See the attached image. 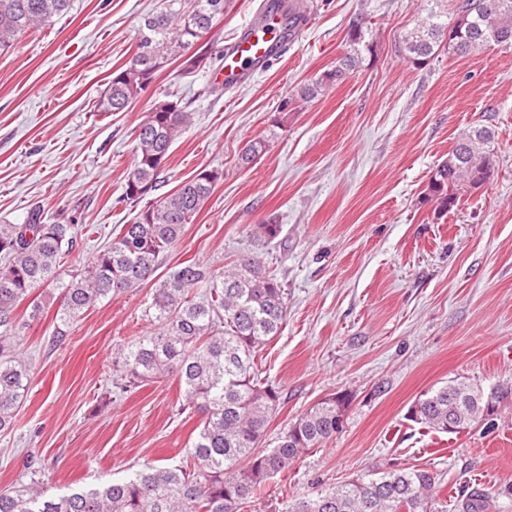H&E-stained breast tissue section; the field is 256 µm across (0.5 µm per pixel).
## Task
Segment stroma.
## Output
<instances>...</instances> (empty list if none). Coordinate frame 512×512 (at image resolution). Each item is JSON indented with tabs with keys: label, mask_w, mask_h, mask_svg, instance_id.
Wrapping results in <instances>:
<instances>
[{
	"label": "stroma",
	"mask_w": 512,
	"mask_h": 512,
	"mask_svg": "<svg viewBox=\"0 0 512 512\" xmlns=\"http://www.w3.org/2000/svg\"><path fill=\"white\" fill-rule=\"evenodd\" d=\"M306 2L287 51L253 80L229 89L218 77L260 5L231 0L203 38L210 68L187 74L170 61L128 111L102 114L99 92L160 0H71L0 53V224L25 223L35 205L49 224L76 215L86 231L72 262L82 265L136 213L120 200L136 127L155 99L181 96L193 118L160 193L204 169L223 176L161 272L192 258L220 267L251 249L284 284L286 321L258 358L281 392L269 436L331 394L349 398L339 431L267 480L245 512H278L284 500L413 465L436 474L437 512H466L473 494L484 495V512H512V398L494 426L456 434L407 418L422 393L451 379L512 385V48L417 65L403 38L424 0ZM361 14L372 20L373 56L317 98L285 105L347 52ZM478 126L496 132L494 176L437 216L430 172ZM257 137L269 139L267 153L236 166ZM270 220L280 236L254 242L252 229ZM148 293L104 300L55 345L53 315L27 330L34 376L16 430L0 438V489L35 478L62 495L146 462L190 459L198 417L174 378L115 387L120 354L151 329Z\"/></svg>",
	"instance_id": "35a3bbf8"
}]
</instances>
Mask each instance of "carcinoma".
Masks as SVG:
<instances>
[{
	"instance_id": "obj_1",
	"label": "carcinoma",
	"mask_w": 512,
	"mask_h": 512,
	"mask_svg": "<svg viewBox=\"0 0 512 512\" xmlns=\"http://www.w3.org/2000/svg\"><path fill=\"white\" fill-rule=\"evenodd\" d=\"M71 0H0V51L64 14ZM226 0H162L143 18L136 51L95 101L98 112H123L147 89L155 74L180 58L189 46L224 15ZM428 0L426 14L405 36L415 64L446 48L469 56L492 45L512 47V0H456L450 12ZM372 28L364 18L353 22L351 49L332 68L300 86L293 97L309 100L343 82L373 54ZM188 105L167 95L154 102L136 129L135 160L123 201L136 204L157 190L173 143L191 124ZM495 131L465 132L438 164L428 196L438 213L458 205V186L478 189L491 174ZM269 148L254 139L238 155L250 165ZM223 172L202 170L175 190L157 196L131 224L112 229V240L82 267L69 269L79 247L75 218L47 224L33 209L23 224H0V435L15 428L17 410L30 390L32 365L22 351L24 331L57 305L53 336L66 335L86 311L107 298L151 286L145 316L154 329L120 356L122 389L172 376L184 390L185 406L200 416L192 443V465L161 467L146 462L131 475L95 488H76L58 496L29 484L0 490V512H241L269 478L284 473L309 449L327 442L339 429L348 406L345 395H331L309 408L273 441L266 439L280 404L276 388L261 381L257 353L280 335L285 289L266 274L264 262L247 250L219 268L185 260L166 274L160 261L181 238L211 195ZM282 227L271 222L253 230L256 240H273ZM44 287L41 295L35 290ZM26 305L25 314L18 307ZM512 394L501 386L486 394L469 379H453L420 395L410 420L454 432L490 420L496 403ZM437 475L423 466L373 473L364 478L288 501L279 512H435Z\"/></svg>"
}]
</instances>
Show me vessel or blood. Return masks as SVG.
<instances>
[{"mask_svg": "<svg viewBox=\"0 0 512 512\" xmlns=\"http://www.w3.org/2000/svg\"><path fill=\"white\" fill-rule=\"evenodd\" d=\"M284 25L278 13H267L261 29L245 28L224 53V83L244 82L265 68L276 50L286 48Z\"/></svg>", "mask_w": 512, "mask_h": 512, "instance_id": "b4317fda", "label": "vessel or blood"}]
</instances>
